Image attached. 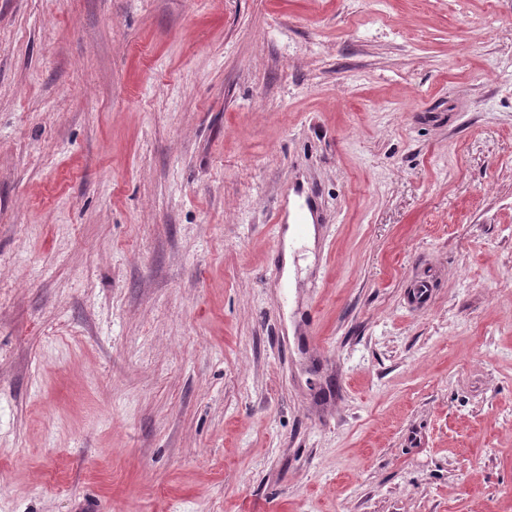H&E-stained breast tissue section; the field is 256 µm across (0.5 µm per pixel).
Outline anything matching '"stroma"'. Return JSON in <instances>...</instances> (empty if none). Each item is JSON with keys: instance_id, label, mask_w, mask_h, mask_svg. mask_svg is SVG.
Instances as JSON below:
<instances>
[{"instance_id": "1", "label": "stroma", "mask_w": 512, "mask_h": 512, "mask_svg": "<svg viewBox=\"0 0 512 512\" xmlns=\"http://www.w3.org/2000/svg\"><path fill=\"white\" fill-rule=\"evenodd\" d=\"M0 512H512V0H0Z\"/></svg>"}]
</instances>
